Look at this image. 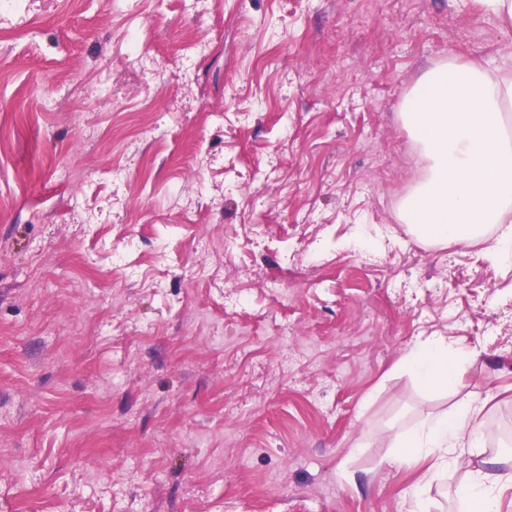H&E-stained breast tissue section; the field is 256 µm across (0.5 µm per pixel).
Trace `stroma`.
I'll return each mask as SVG.
<instances>
[{
  "label": "stroma",
  "mask_w": 512,
  "mask_h": 512,
  "mask_svg": "<svg viewBox=\"0 0 512 512\" xmlns=\"http://www.w3.org/2000/svg\"><path fill=\"white\" fill-rule=\"evenodd\" d=\"M512 73L476 0L0 8V512H468L398 435L512 429V264L412 236L400 114L442 62ZM476 351L424 390L402 358Z\"/></svg>",
  "instance_id": "1"
}]
</instances>
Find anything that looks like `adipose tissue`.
<instances>
[{
	"label": "adipose tissue",
	"mask_w": 512,
	"mask_h": 512,
	"mask_svg": "<svg viewBox=\"0 0 512 512\" xmlns=\"http://www.w3.org/2000/svg\"><path fill=\"white\" fill-rule=\"evenodd\" d=\"M512 107V77L476 62H449L422 76L401 118L421 147L426 176L404 202L402 219L437 242L487 241L486 258L512 261V135L503 130ZM425 389L456 383L466 358L445 340L426 341L407 354ZM483 404L465 400L407 434L403 447L435 456L432 472L469 467L466 449L494 435Z\"/></svg>",
	"instance_id": "ef3b65f1"
}]
</instances>
